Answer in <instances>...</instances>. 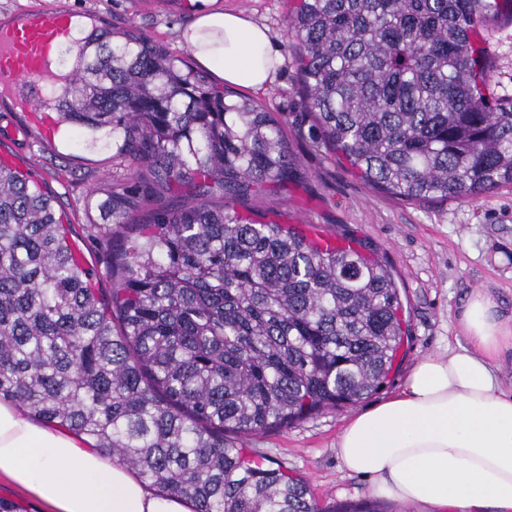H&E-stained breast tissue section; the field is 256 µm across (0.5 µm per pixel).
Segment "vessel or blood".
<instances>
[{"label": "vessel or blood", "mask_w": 512, "mask_h": 512, "mask_svg": "<svg viewBox=\"0 0 512 512\" xmlns=\"http://www.w3.org/2000/svg\"><path fill=\"white\" fill-rule=\"evenodd\" d=\"M82 24L81 17L56 8H36L0 24V93L47 139L58 124L51 100L64 83L59 51Z\"/></svg>", "instance_id": "vessel-or-blood-1"}]
</instances>
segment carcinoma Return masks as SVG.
<instances>
[{"mask_svg": "<svg viewBox=\"0 0 512 512\" xmlns=\"http://www.w3.org/2000/svg\"><path fill=\"white\" fill-rule=\"evenodd\" d=\"M512 0H301L286 27L320 142L370 185L446 202L512 185V95L488 49ZM59 121L135 182L98 204L112 296L50 197L0 165V400L93 441L195 512H324L230 436L357 404L388 378L400 300L381 262L230 202L298 168L280 122L134 32L84 28ZM192 195L177 205L168 191ZM151 204L147 223L136 221Z\"/></svg>", "mask_w": 512, "mask_h": 512, "instance_id": "1", "label": "carcinoma"}]
</instances>
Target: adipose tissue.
<instances>
[{
	"label": "adipose tissue",
	"mask_w": 512,
	"mask_h": 512,
	"mask_svg": "<svg viewBox=\"0 0 512 512\" xmlns=\"http://www.w3.org/2000/svg\"><path fill=\"white\" fill-rule=\"evenodd\" d=\"M181 39L202 69L237 88H266L281 60L269 30L239 11L198 8ZM458 321L467 346L420 358L397 392L348 419L336 453L375 497L428 512H512V391L496 367L512 350V316L478 288ZM1 477L50 512H192L187 497L152 490L90 438L17 402H0Z\"/></svg>",
	"instance_id": "ef3b65f1"
}]
</instances>
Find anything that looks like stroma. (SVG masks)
I'll use <instances>...</instances> for the list:
<instances>
[{
    "label": "stroma",
    "mask_w": 512,
    "mask_h": 512,
    "mask_svg": "<svg viewBox=\"0 0 512 512\" xmlns=\"http://www.w3.org/2000/svg\"><path fill=\"white\" fill-rule=\"evenodd\" d=\"M217 3L267 26L280 49L273 82L249 96L278 117L299 171L287 183L265 185L235 202V209L257 221L293 225L310 236L325 233L350 241L386 264L399 289L408 332L384 384L357 406L322 411L242 440L256 457L303 477L321 506L357 503L370 499V482L343 470L337 457L336 441L346 419L396 392L421 357L466 345L456 316L471 290L490 289L504 312L512 311V185L459 200L415 204L365 184L312 137L313 120L286 28L294 0ZM38 7L90 16L109 32L135 29L182 64H195L179 36L192 20V0H0V21ZM0 149L13 151L20 168L36 175L54 196L57 212L77 232L103 223L96 203L105 199L113 179L127 175L111 142L92 144L76 131L70 139L45 142L2 97Z\"/></svg>",
    "instance_id": "1"
}]
</instances>
